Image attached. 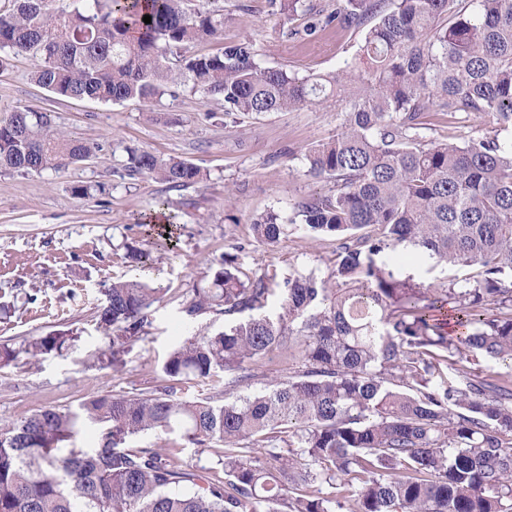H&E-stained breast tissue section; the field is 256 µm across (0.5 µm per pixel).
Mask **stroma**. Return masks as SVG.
<instances>
[{
	"instance_id": "obj_1",
	"label": "stroma",
	"mask_w": 512,
	"mask_h": 512,
	"mask_svg": "<svg viewBox=\"0 0 512 512\" xmlns=\"http://www.w3.org/2000/svg\"><path fill=\"white\" fill-rule=\"evenodd\" d=\"M223 29L216 39L193 46L196 54L220 52L225 42L252 40L261 65L305 76L336 70L354 55L360 36L336 26L306 38L304 14L281 13L274 0H221ZM35 61L11 57L0 68V112L16 108L47 113L73 137L101 144L87 161L59 171L0 172V300L13 304L0 320V343L22 348L36 336L72 331L76 339L60 355L19 359L0 369V424L44 406L74 409L105 392H135L160 384L162 364L186 336L223 330V314L189 319L183 307L195 287L213 276V262L234 255L241 278L276 270L279 277L313 271L327 275L338 243L289 229L270 246L252 229L269 211L292 218L298 200L323 188L307 171L300 147L327 138L336 128L334 103L241 118L225 114L221 99L190 86L151 100L121 104L57 97L31 82ZM145 149L198 166L202 182L166 192L162 183L122 177L128 151ZM104 185L105 194L83 197L78 186ZM178 204L179 223L170 246H158L159 228L141 223L160 198ZM147 252L141 263L128 247ZM137 280L159 289L139 339L112 369L109 342L95 312L103 288ZM130 448H175L199 467L214 459L180 432L148 431L129 438Z\"/></svg>"
}]
</instances>
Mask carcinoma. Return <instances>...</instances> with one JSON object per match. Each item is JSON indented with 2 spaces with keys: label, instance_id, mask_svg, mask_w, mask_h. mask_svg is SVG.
<instances>
[{
  "label": "carcinoma",
  "instance_id": "cac0c4a2",
  "mask_svg": "<svg viewBox=\"0 0 512 512\" xmlns=\"http://www.w3.org/2000/svg\"><path fill=\"white\" fill-rule=\"evenodd\" d=\"M73 2L13 0L0 14V50L35 59L30 79L57 96L121 104L190 83L224 112L256 116L335 101L336 131L300 149L327 189L302 198L296 217L310 236L336 238L338 253L324 277L284 279L275 315L265 312L275 277L243 280L222 255L184 313L235 322L186 338L164 361L163 384L0 426V512H512V380L461 366L474 355L512 363V0H336L306 35L336 23L361 33L358 51L308 76L261 66L250 40L185 54L223 26L187 0ZM439 113L491 128L458 144L430 139L427 118ZM99 150L42 112L0 118L1 173L59 170ZM125 170L172 190L202 178L148 150L128 151ZM253 230L273 246L287 228L271 211ZM423 257L477 277L425 288L395 273ZM158 293L138 281L103 289L96 324L112 367ZM75 339L1 343L0 368L60 355ZM277 350L292 367L234 396ZM219 372L223 404L178 396ZM87 423L97 443L77 447ZM175 430L217 445L216 466L122 447ZM180 483L190 491H170Z\"/></svg>",
  "mask_w": 512,
  "mask_h": 512
}]
</instances>
